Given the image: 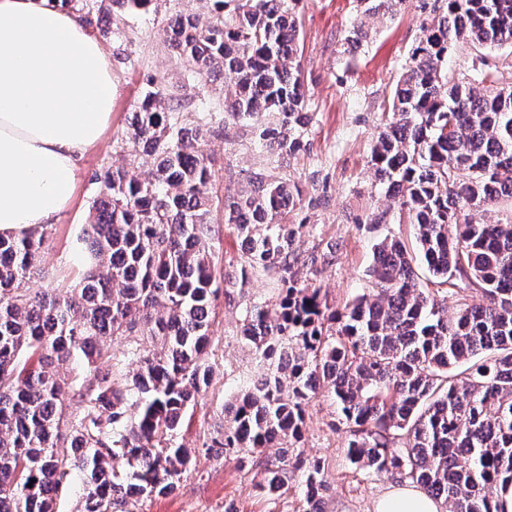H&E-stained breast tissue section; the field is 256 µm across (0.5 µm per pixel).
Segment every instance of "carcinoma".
<instances>
[{
  "label": "carcinoma",
  "mask_w": 512,
  "mask_h": 512,
  "mask_svg": "<svg viewBox=\"0 0 512 512\" xmlns=\"http://www.w3.org/2000/svg\"><path fill=\"white\" fill-rule=\"evenodd\" d=\"M88 23L117 4L150 10L157 0H61ZM210 21L178 12L167 48L191 67L188 81L218 74L224 116L251 122L279 172L224 204L244 244L240 275L218 282L212 264L215 171L201 147L218 113L194 95L168 97L153 78L120 140L135 177L108 166L83 243L93 263L75 285L32 293L25 284L44 235L0 234V512H55L73 470L88 493L83 512H130L176 490L191 450L175 433L184 410L210 384L203 355L223 288L247 270L278 275L279 299L255 305L242 336L267 373L227 412V453L272 459L261 484L276 500L297 474L302 512H323L320 461L294 452L318 390L334 398L348 428L349 461L417 485L448 512H500L512 485V219L475 220L512 202V85L488 89L448 73V49L512 45V0H435L388 98L389 120L371 155L379 184L407 211L418 257L385 237L373 246L369 291L336 310L292 271L301 192L284 163L303 147L309 112L298 60L296 0H211ZM406 0H366L364 14H394ZM421 262L435 288L420 282ZM454 286L448 315L441 293ZM146 332L154 349L121 387L107 339ZM39 365H21L22 354ZM113 361L99 372L97 363ZM93 369L67 380L56 366ZM69 438L61 458L59 441Z\"/></svg>",
  "instance_id": "1"
}]
</instances>
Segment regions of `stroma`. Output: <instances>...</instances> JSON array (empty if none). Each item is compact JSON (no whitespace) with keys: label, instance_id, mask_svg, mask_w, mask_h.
Wrapping results in <instances>:
<instances>
[{"label":"stroma","instance_id":"1","mask_svg":"<svg viewBox=\"0 0 512 512\" xmlns=\"http://www.w3.org/2000/svg\"><path fill=\"white\" fill-rule=\"evenodd\" d=\"M188 9L207 17L209 0H161L157 10L128 12L111 17L126 31L127 40L107 39L116 100L112 121L99 143L78 164L72 203L53 223L44 225L42 254L28 282L34 291L75 285L87 264L79 239L98 194L94 172L124 164L117 140L126 131L132 112L149 88L150 77L162 78L167 89L181 94L189 66L169 52L163 29L169 17ZM358 0H299L295 21L299 30L305 101L312 123L304 149L290 162L289 173L301 190L299 210L291 214L299 224L294 250V272L300 286L321 288L329 304L344 307L368 285L376 240L395 236L413 245L408 215L386 197L375 178L371 151L383 122L388 97L430 17L427 0H407L394 16L364 19ZM364 23L366 38L351 44L347 36ZM512 82V48L458 44L448 54V69L464 80H474V62ZM203 148L213 161L216 180L212 212L216 273L239 271L240 243L224 222V203L249 189L252 178L268 173L270 164L239 124L210 127ZM382 223H374L376 215ZM317 263H310V255ZM279 290L272 274H250L246 284L220 294L211 332L212 347L205 357L212 371L209 388L188 409L177 440L195 454L178 488L147 501L139 512H224L234 503L238 512H300L298 480H291L283 496L268 499L259 482L270 460L254 452L224 456L214 447L224 426V407L245 391L249 378L261 373L263 363L245 343L241 331L253 304L276 301ZM347 428L339 420L333 399L321 392L312 399L297 451L320 460L329 489L324 512H374L379 498L394 488L386 476L365 474L346 457Z\"/></svg>","mask_w":512,"mask_h":512}]
</instances>
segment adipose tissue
Returning <instances> with one entry per match:
<instances>
[{"label":"adipose tissue","instance_id":"obj_1","mask_svg":"<svg viewBox=\"0 0 512 512\" xmlns=\"http://www.w3.org/2000/svg\"><path fill=\"white\" fill-rule=\"evenodd\" d=\"M112 64L99 38L57 0H0V234L68 208L77 161L112 117ZM375 512H443L412 484Z\"/></svg>","mask_w":512,"mask_h":512}]
</instances>
